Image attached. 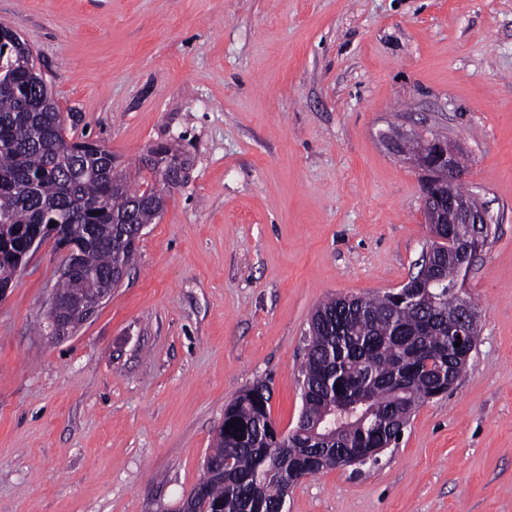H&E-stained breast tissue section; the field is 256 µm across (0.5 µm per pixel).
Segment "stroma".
<instances>
[{
	"label": "stroma",
	"instance_id": "obj_1",
	"mask_svg": "<svg viewBox=\"0 0 512 512\" xmlns=\"http://www.w3.org/2000/svg\"><path fill=\"white\" fill-rule=\"evenodd\" d=\"M0 23L133 186L151 145L190 160L72 334L45 331L53 241L0 299V512H176L257 380L293 428L315 307L418 271L400 149L434 135L493 217L477 347L378 465L304 479L285 512H512V0H0Z\"/></svg>",
	"mask_w": 512,
	"mask_h": 512
}]
</instances>
